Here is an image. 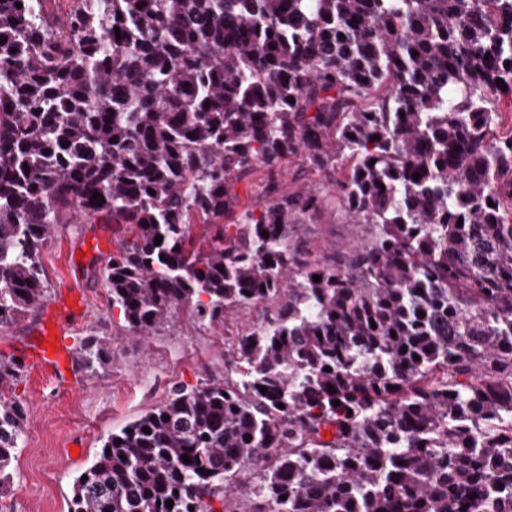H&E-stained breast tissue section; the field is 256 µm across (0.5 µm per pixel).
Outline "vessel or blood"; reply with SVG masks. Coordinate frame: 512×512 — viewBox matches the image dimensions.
<instances>
[{
    "instance_id": "obj_1",
    "label": "vessel or blood",
    "mask_w": 512,
    "mask_h": 512,
    "mask_svg": "<svg viewBox=\"0 0 512 512\" xmlns=\"http://www.w3.org/2000/svg\"><path fill=\"white\" fill-rule=\"evenodd\" d=\"M71 315L67 304H58L52 315L50 326L40 327L23 351L20 360L23 364L39 366L58 383H68L70 354L63 331Z\"/></svg>"
}]
</instances>
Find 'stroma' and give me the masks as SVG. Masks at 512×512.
I'll return each mask as SVG.
<instances>
[{"label":"stroma","mask_w":512,"mask_h":512,"mask_svg":"<svg viewBox=\"0 0 512 512\" xmlns=\"http://www.w3.org/2000/svg\"><path fill=\"white\" fill-rule=\"evenodd\" d=\"M301 234L314 252L332 255L361 240L365 228L348 223L343 212L329 205L305 219ZM131 236L125 224L57 225L41 252L46 300L0 334V359L18 356L53 305L66 298L80 303L66 330L70 346L90 333L112 340L108 367L80 374L63 391L40 368L25 367L15 391L26 418L23 446L12 464L13 512H69L72 482L90 465L103 439L164 402L173 384L193 385L205 375H223L236 348L226 331L258 317L256 310H240L229 314L225 327L203 329L182 310L156 335L128 332L112 315L103 272L118 244Z\"/></svg>","instance_id":"stroma-1"}]
</instances>
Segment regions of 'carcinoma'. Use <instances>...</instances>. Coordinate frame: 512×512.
<instances>
[{
  "label": "carcinoma",
  "instance_id": "obj_1",
  "mask_svg": "<svg viewBox=\"0 0 512 512\" xmlns=\"http://www.w3.org/2000/svg\"><path fill=\"white\" fill-rule=\"evenodd\" d=\"M42 2L0 0V332L80 216L131 226L104 272L128 331L262 310L239 379L109 434L70 512H231L247 467L253 512H512V0ZM294 157L327 194L283 190ZM329 204L367 234L317 257L299 229ZM22 376L0 359V512Z\"/></svg>",
  "mask_w": 512,
  "mask_h": 512
}]
</instances>
